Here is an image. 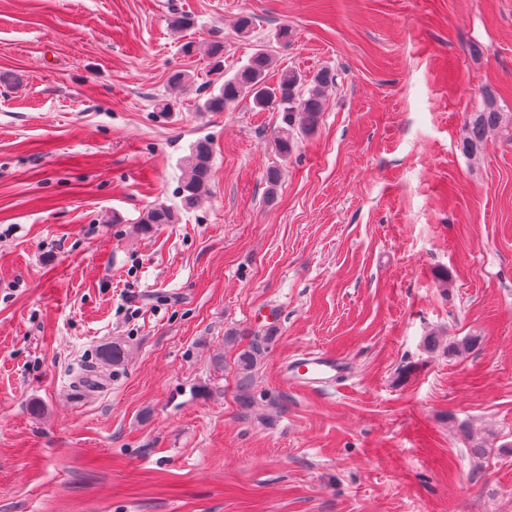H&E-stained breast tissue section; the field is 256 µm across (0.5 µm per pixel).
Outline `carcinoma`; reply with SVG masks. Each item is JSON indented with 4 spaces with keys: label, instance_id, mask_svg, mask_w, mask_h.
Returning a JSON list of instances; mask_svg holds the SVG:
<instances>
[{
    "label": "carcinoma",
    "instance_id": "carcinoma-1",
    "mask_svg": "<svg viewBox=\"0 0 512 512\" xmlns=\"http://www.w3.org/2000/svg\"><path fill=\"white\" fill-rule=\"evenodd\" d=\"M184 53H200L210 59H220L224 54V44L209 42L196 45L184 44ZM271 58L262 49L254 52L231 76L224 73L219 76L224 81L218 92L210 93L200 104L201 112H225L239 100L249 97L254 108L260 111L273 109L281 114L282 125L273 136L275 154L286 159L297 143V135L311 136L316 133L322 112L324 111L326 91L334 84L335 75L327 70L317 72L310 80L305 79L296 69H283L275 81H270ZM502 122V113L498 112L492 100L488 99L482 109L472 114L468 123L463 150L474 153L485 144L489 130ZM185 172L179 186L184 206L190 208L198 204L208 193L211 175V149L205 140L196 142L184 161ZM176 214L172 208L160 203L151 207L140 219L138 231L149 234L157 224H173ZM275 335L270 328L263 334H253L247 345L240 348L235 358V377L240 390V406L248 410L254 405L249 394L256 371L268 351ZM126 356L125 345L114 342L101 349L99 364L120 366Z\"/></svg>",
    "mask_w": 512,
    "mask_h": 512
}]
</instances>
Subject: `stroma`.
<instances>
[{
  "mask_svg": "<svg viewBox=\"0 0 512 512\" xmlns=\"http://www.w3.org/2000/svg\"><path fill=\"white\" fill-rule=\"evenodd\" d=\"M212 40L335 74L288 161L279 113L198 111ZM266 326L246 411L224 333ZM309 346L345 380L286 385ZM0 512H512V0H0ZM502 114L498 112L492 100L487 99L479 112H474L468 123L466 137L462 143L463 150L474 153L485 144L487 133L500 125ZM211 149L205 140L196 142L184 161L185 172L179 186L184 206L198 204L208 193L211 175ZM175 220L176 214L172 208L163 203L156 204L140 219L138 231L141 234H149L155 224H173Z\"/></svg>",
  "mask_w": 512,
  "mask_h": 512,
  "instance_id": "35a3bbf8",
  "label": "stroma"
}]
</instances>
